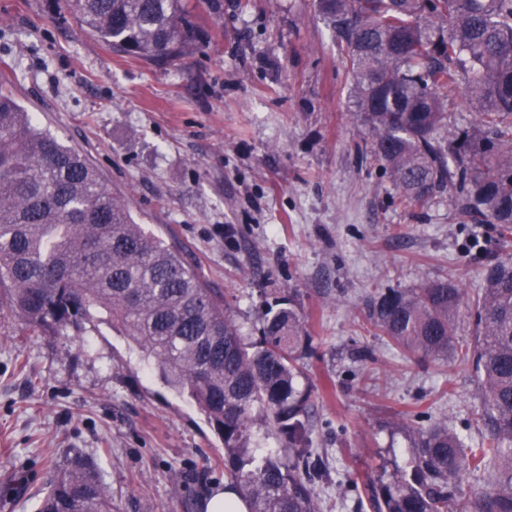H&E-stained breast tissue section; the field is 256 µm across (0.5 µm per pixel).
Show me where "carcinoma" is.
<instances>
[{"label":"carcinoma","mask_w":512,"mask_h":512,"mask_svg":"<svg viewBox=\"0 0 512 512\" xmlns=\"http://www.w3.org/2000/svg\"><path fill=\"white\" fill-rule=\"evenodd\" d=\"M99 41L130 59L186 54L199 28L185 0H67ZM351 73L370 152L400 202L448 196L457 213L512 232V0H314ZM475 129L452 121L459 93ZM463 289L446 279L374 297L368 320L422 359L452 353L481 387L486 434L417 429L409 469L365 486L372 512H512V262L484 273L473 347L455 345ZM33 333L82 336L104 316L224 442L228 483L248 512H320L310 448L311 349L297 296L273 297L247 336L172 246L135 223L79 150L39 128L0 89V307ZM491 472L467 496L465 480ZM36 512H112L91 458L54 464Z\"/></svg>","instance_id":"cac0c4a2"}]
</instances>
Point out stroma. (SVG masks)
<instances>
[{"instance_id":"stroma-1","label":"stroma","mask_w":512,"mask_h":512,"mask_svg":"<svg viewBox=\"0 0 512 512\" xmlns=\"http://www.w3.org/2000/svg\"><path fill=\"white\" fill-rule=\"evenodd\" d=\"M201 36L164 66L123 58L65 0H0V88L83 151L136 223L181 248L247 334L295 289L312 354L311 446L330 512H360L344 471L405 467L413 428L481 442L483 397L454 357L402 352L366 318L389 288L449 278L473 341L483 271L512 255L490 224L440 200L399 205L331 29L312 0H190ZM89 455L112 512H201L224 443L108 322L84 336L25 330L0 310V512H34L48 452Z\"/></svg>"}]
</instances>
